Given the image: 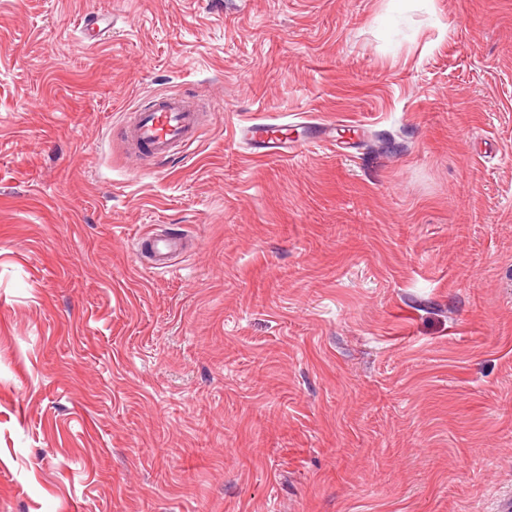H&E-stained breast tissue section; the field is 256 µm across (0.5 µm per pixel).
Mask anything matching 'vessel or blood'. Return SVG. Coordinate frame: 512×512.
I'll list each match as a JSON object with an SVG mask.
<instances>
[{
    "label": "vessel or blood",
    "instance_id": "b4317fda",
    "mask_svg": "<svg viewBox=\"0 0 512 512\" xmlns=\"http://www.w3.org/2000/svg\"><path fill=\"white\" fill-rule=\"evenodd\" d=\"M200 112L194 99L187 95H160L150 104L132 112L122 128L123 140L130 155L162 157L178 152L188 154L197 140ZM285 124L252 123L239 127V144L252 147L269 140L275 149L297 150L311 146V139L292 137ZM178 245L172 240L152 244L154 267L165 272Z\"/></svg>",
    "mask_w": 512,
    "mask_h": 512
}]
</instances>
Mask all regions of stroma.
<instances>
[{
    "label": "stroma",
    "instance_id": "1",
    "mask_svg": "<svg viewBox=\"0 0 512 512\" xmlns=\"http://www.w3.org/2000/svg\"><path fill=\"white\" fill-rule=\"evenodd\" d=\"M511 501L512 0H0V512ZM200 112L188 95H159L132 112L122 127L128 153L137 158L188 154L197 140ZM178 150V151H177ZM299 125L318 130L314 137L318 138L322 142L329 141L321 136L323 133L321 132L323 124L311 121L304 123L290 122L289 124L252 123L239 127L236 136L238 137L239 144L247 147H256L255 145L260 144L262 142V138L266 136L268 138V142L274 144L271 148L282 151L283 153H280L282 155H288V148L294 152L300 147H309L315 143L310 138L302 139L299 137L288 136V131L292 130L289 127ZM151 246L156 259L152 268L159 272H167L172 266V255L178 250L177 243L173 240H158L153 241Z\"/></svg>",
    "mask_w": 512,
    "mask_h": 512
}]
</instances>
